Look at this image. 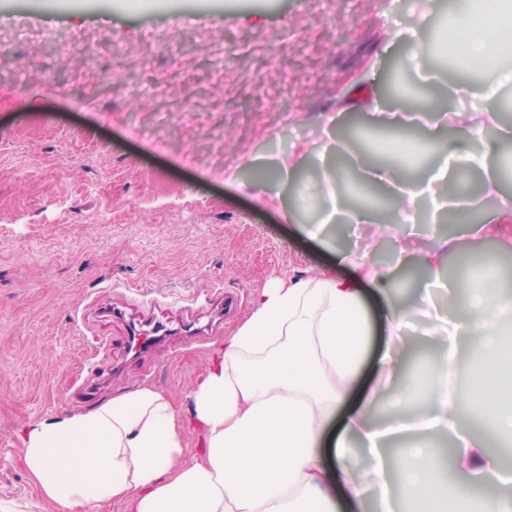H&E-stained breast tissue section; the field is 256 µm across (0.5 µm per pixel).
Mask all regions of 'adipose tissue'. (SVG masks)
<instances>
[{
    "label": "adipose tissue",
    "instance_id": "adipose-tissue-1",
    "mask_svg": "<svg viewBox=\"0 0 512 512\" xmlns=\"http://www.w3.org/2000/svg\"><path fill=\"white\" fill-rule=\"evenodd\" d=\"M446 37L452 65L467 76L452 93L467 107L456 126L432 114L416 140L393 139L385 166L400 174L403 224L415 223L423 193L447 183L443 175L418 183V162L430 153L486 174L484 192L498 188L488 176L496 165L497 115L488 109L495 88L469 78L512 82V0H456ZM480 246L476 236L432 238L386 267L342 252L350 275L313 271L259 289L250 316L192 392L200 461H183L173 399L141 387L40 423L23 439L25 464L58 512H96L106 501L131 512H361L368 492L383 512H397L402 499L417 512H512V472L485 447L490 438L512 440V341L501 337L512 326V292L497 286L492 261L471 268ZM451 250L460 265L448 299L463 301L466 312L436 315L426 328L446 349L444 370L428 382L406 369L404 330L433 299L422 289L397 302L389 284L413 267L438 270ZM371 293L384 301L389 336L377 361L392 388L382 427L372 420L376 396L345 407L372 349ZM466 340L475 343L468 385L452 389L447 370ZM435 434L451 441L459 480L448 479Z\"/></svg>",
    "mask_w": 512,
    "mask_h": 512
}]
</instances>
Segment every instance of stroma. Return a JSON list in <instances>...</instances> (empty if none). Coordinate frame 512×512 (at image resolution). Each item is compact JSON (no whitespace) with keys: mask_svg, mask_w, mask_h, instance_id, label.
Segmentation results:
<instances>
[{"mask_svg":"<svg viewBox=\"0 0 512 512\" xmlns=\"http://www.w3.org/2000/svg\"><path fill=\"white\" fill-rule=\"evenodd\" d=\"M421 0H0V512H58L23 461L45 420L151 387L172 395L186 462L198 458L191 393L248 318L257 289L320 269L336 255L390 264L398 247L455 241L458 193L400 238L371 224L307 227L328 208L286 213L279 194L323 188L320 147L352 166L343 131L355 88L384 98L392 66L443 114L460 109L458 71L404 70L402 25L428 40ZM45 29L55 41L38 40ZM177 43V52L167 49ZM123 53L114 66L112 46ZM222 78H214L215 62ZM88 101L87 109L76 106ZM156 130L163 147L132 137ZM303 161L283 179L279 161ZM238 177L224 179L227 168ZM164 323L151 353L130 352L132 325Z\"/></svg>","mask_w":512,"mask_h":512,"instance_id":"stroma-1","label":"stroma"}]
</instances>
